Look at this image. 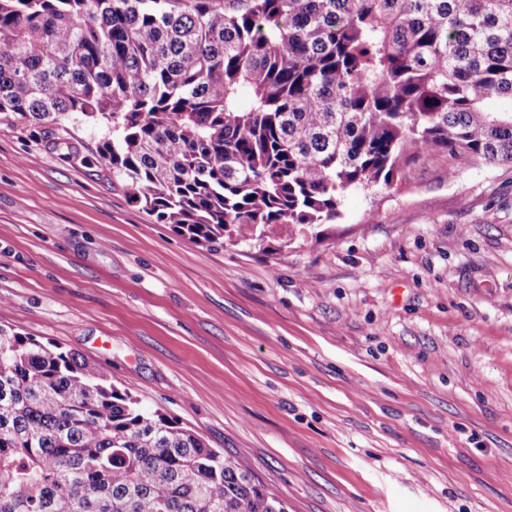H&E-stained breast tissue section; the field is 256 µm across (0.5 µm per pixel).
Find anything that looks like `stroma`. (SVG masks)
<instances>
[{"instance_id":"obj_1","label":"stroma","mask_w":512,"mask_h":512,"mask_svg":"<svg viewBox=\"0 0 512 512\" xmlns=\"http://www.w3.org/2000/svg\"><path fill=\"white\" fill-rule=\"evenodd\" d=\"M0 113V327L100 364L288 512H512V166L421 153L333 224L195 243Z\"/></svg>"}]
</instances>
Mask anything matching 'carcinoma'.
Instances as JSON below:
<instances>
[{"label": "carcinoma", "mask_w": 512, "mask_h": 512, "mask_svg": "<svg viewBox=\"0 0 512 512\" xmlns=\"http://www.w3.org/2000/svg\"><path fill=\"white\" fill-rule=\"evenodd\" d=\"M0 112L189 240L331 224L419 151L512 164V0H0ZM0 512H286L104 368L0 329Z\"/></svg>", "instance_id": "cac0c4a2"}]
</instances>
